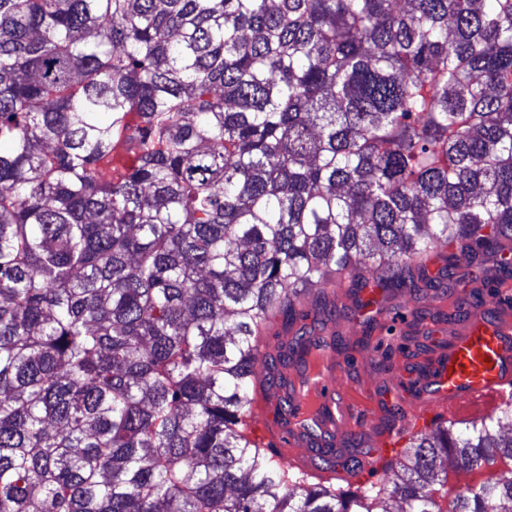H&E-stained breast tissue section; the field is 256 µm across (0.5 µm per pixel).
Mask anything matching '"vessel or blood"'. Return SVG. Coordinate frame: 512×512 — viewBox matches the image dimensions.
Segmentation results:
<instances>
[{"instance_id":"1","label":"vessel or blood","mask_w":512,"mask_h":512,"mask_svg":"<svg viewBox=\"0 0 512 512\" xmlns=\"http://www.w3.org/2000/svg\"><path fill=\"white\" fill-rule=\"evenodd\" d=\"M325 370L316 381H300L290 393L293 410L288 422L266 431L268 438L280 443L281 458L289 466L304 468L309 461L303 433L315 429L328 437H339L346 416L360 414L365 408L349 398L348 390L335 378V364L325 360ZM512 387V312L502 311L492 318L481 309L470 310L461 327L453 333L448 346L425 367L418 393L412 399L415 416L423 417L436 409L454 408L472 402L503 400ZM396 431L376 436L362 458V467H370L396 444Z\"/></svg>"}]
</instances>
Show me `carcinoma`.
<instances>
[{"instance_id": "carcinoma-1", "label": "carcinoma", "mask_w": 512, "mask_h": 512, "mask_svg": "<svg viewBox=\"0 0 512 512\" xmlns=\"http://www.w3.org/2000/svg\"><path fill=\"white\" fill-rule=\"evenodd\" d=\"M512 265V0H0V512H512V401L336 491L247 433L269 317ZM384 479H385V476L383 473L382 465H380L379 467H374V468L368 469L365 472V475H363L362 477H360L352 482H348V481H344V480H336L335 483H336V489H340V490H344V491L358 490V491L363 492V491L370 489L372 486L375 488L381 486L384 483Z\"/></svg>"}]
</instances>
